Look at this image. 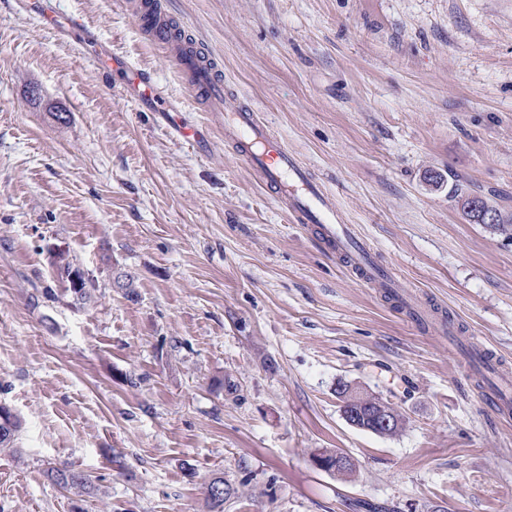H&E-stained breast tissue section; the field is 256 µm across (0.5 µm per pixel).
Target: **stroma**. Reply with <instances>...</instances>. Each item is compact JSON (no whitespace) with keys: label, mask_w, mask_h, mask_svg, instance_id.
Segmentation results:
<instances>
[{"label":"stroma","mask_w":512,"mask_h":512,"mask_svg":"<svg viewBox=\"0 0 512 512\" xmlns=\"http://www.w3.org/2000/svg\"><path fill=\"white\" fill-rule=\"evenodd\" d=\"M164 2L430 317L290 221L127 0H46L82 44L0 0V402L23 421L0 512H208L215 476L224 512H512V417L481 407L441 329L512 375V230L448 196L456 180L512 217V0ZM104 47L153 72L197 144L124 98ZM62 250L86 307L44 294ZM341 382L402 431L351 427ZM319 448L352 473L316 469ZM63 465L91 493L48 479ZM234 492V488L224 481V477L211 478L205 487L209 512H224V504Z\"/></svg>","instance_id":"35a3bbf8"}]
</instances>
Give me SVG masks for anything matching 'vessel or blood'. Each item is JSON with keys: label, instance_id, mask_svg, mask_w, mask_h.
<instances>
[{"label": "vessel or blood", "instance_id": "b4317fda", "mask_svg": "<svg viewBox=\"0 0 512 512\" xmlns=\"http://www.w3.org/2000/svg\"><path fill=\"white\" fill-rule=\"evenodd\" d=\"M39 18L48 28H65L74 39L81 38L85 32L84 22L78 17L62 23L57 15L44 11ZM136 24L181 74L192 95L223 105L225 137L235 142L241 158L259 174L263 185L273 192L275 200L290 213L295 223L317 225L322 248L330 253L345 254L360 280L382 279V265L363 239L340 224L336 207L324 185L272 134L254 110L225 98L224 80L217 72L214 57L200 50H179L178 29L157 10L138 12ZM109 64L125 72L124 84L137 91L139 103L148 105L153 112L163 109V100L149 72L130 66L118 56L112 57ZM481 398L488 409H499L512 401V381L502 380L497 387L483 391Z\"/></svg>", "mask_w": 512, "mask_h": 512}]
</instances>
